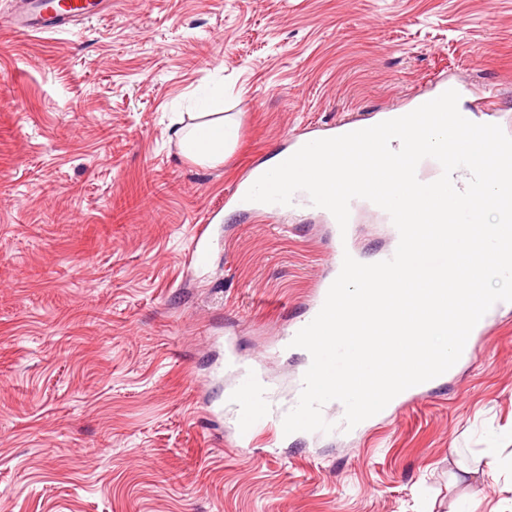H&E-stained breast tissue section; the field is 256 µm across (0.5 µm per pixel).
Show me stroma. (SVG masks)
<instances>
[{
  "label": "stroma",
  "mask_w": 512,
  "mask_h": 512,
  "mask_svg": "<svg viewBox=\"0 0 512 512\" xmlns=\"http://www.w3.org/2000/svg\"><path fill=\"white\" fill-rule=\"evenodd\" d=\"M0 0V512H512V313L429 397L275 457L213 445L237 362L275 351L324 263V215L225 205L287 135L462 85L512 135V0H110L50 36ZM220 89L219 163L171 123ZM212 217L208 266L185 262ZM351 244L388 249L362 210ZM470 476L456 480L460 468ZM179 125L173 130L183 155L201 163L215 162L224 157L226 148L237 136L235 121L224 117L191 127Z\"/></svg>",
  "instance_id": "35a3bbf8"
}]
</instances>
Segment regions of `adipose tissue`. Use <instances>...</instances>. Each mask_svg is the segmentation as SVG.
Returning a JSON list of instances; mask_svg holds the SVG:
<instances>
[{
    "label": "adipose tissue",
    "instance_id": "1",
    "mask_svg": "<svg viewBox=\"0 0 512 512\" xmlns=\"http://www.w3.org/2000/svg\"><path fill=\"white\" fill-rule=\"evenodd\" d=\"M237 129L235 121L220 118L190 127H176L173 134L186 158L209 163L223 158L225 148L237 136Z\"/></svg>",
    "mask_w": 512,
    "mask_h": 512
}]
</instances>
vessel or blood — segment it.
<instances>
[{
  "mask_svg": "<svg viewBox=\"0 0 512 512\" xmlns=\"http://www.w3.org/2000/svg\"><path fill=\"white\" fill-rule=\"evenodd\" d=\"M104 8L98 0H64L58 9H51L44 0H19L13 25L27 33H50L61 30L63 24L73 19H86L103 13ZM249 183H237L229 198L239 210L258 213H273V205H260L245 201ZM350 247L349 240L343 239L339 226H332L328 263L325 271L318 277L308 298V317H315L320 311L329 287L338 276L345 250ZM232 398L236 414L231 440L237 448H259L261 443L276 447L285 440L283 418L287 407L277 405L269 390V379L265 372L243 365L237 370V380Z\"/></svg>",
  "mask_w": 512,
  "mask_h": 512,
  "instance_id": "obj_1",
  "label": "vessel or blood"
}]
</instances>
